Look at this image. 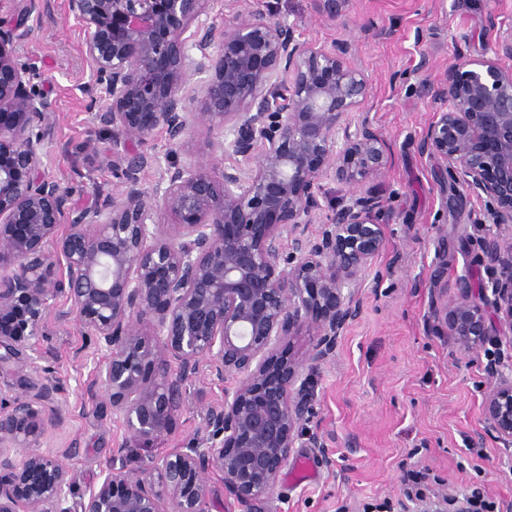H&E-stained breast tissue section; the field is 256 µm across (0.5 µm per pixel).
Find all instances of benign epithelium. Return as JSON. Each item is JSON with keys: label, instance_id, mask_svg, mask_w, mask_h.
Listing matches in <instances>:
<instances>
[{"label": "benign epithelium", "instance_id": "obj_1", "mask_svg": "<svg viewBox=\"0 0 512 512\" xmlns=\"http://www.w3.org/2000/svg\"><path fill=\"white\" fill-rule=\"evenodd\" d=\"M10 2L0 15V365L25 376L46 317L66 298L104 352L94 385L124 427L79 512H208L214 473L242 512H257L305 436L315 394L305 370L335 356L385 246L387 199L359 188L387 173L392 155L364 112L370 81L349 63L356 45L317 47L245 0L228 4L222 25L201 20L215 0H66L111 98L95 119L112 129L107 163L124 180L72 208L43 162L54 112L18 56L39 0ZM314 2L334 22L348 0ZM503 55L512 56L511 29L491 55L458 56L438 71L439 109L418 145L450 175L455 206L485 202L483 261L496 277L478 290L461 278L456 297L432 308L436 330L465 351L493 336L512 342V68ZM195 75L203 79L189 96ZM195 127L224 131L211 144L220 173L212 162L164 167L144 150L158 132L181 147ZM149 169L156 181L144 190ZM326 180L352 189L329 214ZM304 329L314 340L297 359L290 340ZM202 364L235 379L207 409L208 438L130 469L132 449L171 432L184 382ZM489 370L484 422L511 448L512 365L497 359ZM57 390L47 383L0 402V512H71L70 471L37 451L62 420Z\"/></svg>", "mask_w": 512, "mask_h": 512}]
</instances>
